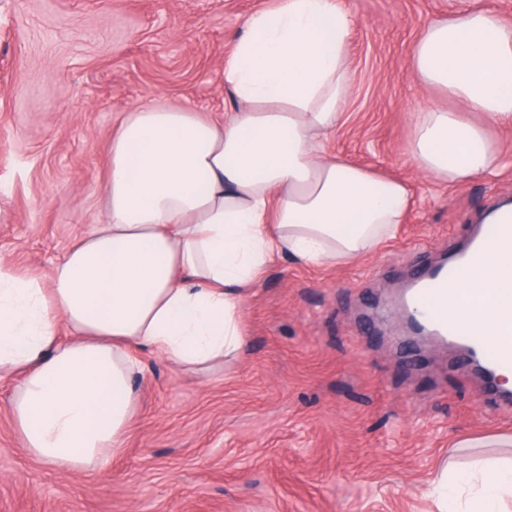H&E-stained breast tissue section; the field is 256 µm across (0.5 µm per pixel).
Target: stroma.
I'll use <instances>...</instances> for the list:
<instances>
[{
    "label": "stroma",
    "instance_id": "stroma-1",
    "mask_svg": "<svg viewBox=\"0 0 512 512\" xmlns=\"http://www.w3.org/2000/svg\"><path fill=\"white\" fill-rule=\"evenodd\" d=\"M277 0H0V262L48 277L104 216L112 135L134 106L223 121L224 60ZM353 90L329 154L403 180L393 238L333 268L275 257L246 297L243 353L207 380L143 355L140 402L105 467L61 473L25 448L0 380V512H436L448 460L505 457L512 412L458 348L399 307L413 273L512 202V126L478 113L503 167L438 183L409 152L414 114L454 101L412 79L421 27L459 8L512 27V0H341Z\"/></svg>",
    "mask_w": 512,
    "mask_h": 512
}]
</instances>
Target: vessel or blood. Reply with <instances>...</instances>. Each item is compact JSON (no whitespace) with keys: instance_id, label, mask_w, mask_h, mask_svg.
I'll use <instances>...</instances> for the list:
<instances>
[{"instance_id":"vessel-or-blood-1","label":"vessel or blood","mask_w":512,"mask_h":512,"mask_svg":"<svg viewBox=\"0 0 512 512\" xmlns=\"http://www.w3.org/2000/svg\"><path fill=\"white\" fill-rule=\"evenodd\" d=\"M506 239H512V209L508 207L499 209L492 226L481 227L462 251L414 277L401 298L404 312L424 333L464 349L490 377L512 363V322L502 326L489 348L480 339L479 329H463L449 321L448 301L467 302V295L457 287L463 271L485 265L489 253Z\"/></svg>"}]
</instances>
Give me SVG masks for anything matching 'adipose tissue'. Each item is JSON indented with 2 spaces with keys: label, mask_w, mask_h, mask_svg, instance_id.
<instances>
[{
  "label": "adipose tissue",
  "mask_w": 512,
  "mask_h": 512,
  "mask_svg": "<svg viewBox=\"0 0 512 512\" xmlns=\"http://www.w3.org/2000/svg\"><path fill=\"white\" fill-rule=\"evenodd\" d=\"M351 27L336 0H280L248 17L224 67L235 112L216 123L137 107L112 138L104 221L49 279L0 264V378L17 381L11 412L34 457L61 472L103 466L137 406L142 354L206 375L243 349L242 302L274 256L330 267L402 223L405 182L325 154L353 88ZM411 73L460 107L417 113V170L448 182L499 170L485 128L460 114L512 125V27L490 11L428 23ZM461 286L483 304L449 305V317L496 340L512 313L500 298L512 290V240ZM434 491L460 512H504L512 460H481L465 485L442 477Z\"/></svg>",
  "instance_id": "ef3b65f1"
}]
</instances>
